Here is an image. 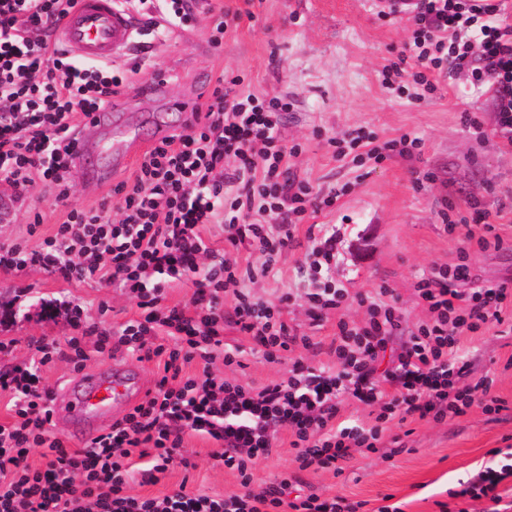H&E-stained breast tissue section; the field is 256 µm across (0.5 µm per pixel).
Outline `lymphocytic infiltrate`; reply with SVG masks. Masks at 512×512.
<instances>
[{
	"label": "lymphocytic infiltrate",
	"mask_w": 512,
	"mask_h": 512,
	"mask_svg": "<svg viewBox=\"0 0 512 512\" xmlns=\"http://www.w3.org/2000/svg\"><path fill=\"white\" fill-rule=\"evenodd\" d=\"M75 0H0V183L31 192L49 189L62 219L36 246L17 242L0 248V269L37 267L63 280L94 281L136 299L139 318L119 336L97 334V351L118 343L158 362L148 396L122 422L69 451L50 439L52 390L30 366L0 371V395L9 399L11 418L0 423V512H356L341 496L299 494L300 472L340 471L359 449L376 450L395 423L408 418L436 422L465 414L472 406L503 409L484 377L459 389L464 371L458 352L463 333L503 324L512 309V285L465 289L468 264L434 270L416 286L430 313L410 331L395 371L382 370L390 336L402 328L386 289L360 297L367 316L341 318L347 289L333 283L306 294L313 320L338 313L330 351L335 366L314 367L295 360L287 378L242 385L215 374L216 359L236 365L224 348V328L233 326L265 348L268 361L282 352L315 350L312 337L289 327L280 307L253 299L242 278L266 276L280 251L290 245L312 201V189L288 165L280 133L290 105L263 99L243 86L240 76L222 74L202 105L198 123L146 152L131 182L97 205L70 206V157L81 114L109 103L129 76L108 63L68 57L50 38L51 29ZM139 0L169 27H185L197 14L214 20L224 34L233 19L211 0ZM388 16L406 15L412 35L399 64L384 79L410 77L431 90L433 74L467 75L490 95L496 111L493 130L467 118L471 135H493L512 147V16L497 0H386ZM118 208L119 221L109 217ZM281 229L273 237L268 222ZM225 227L233 247L245 244L265 256L257 267L240 266L229 251L210 247L208 225ZM192 278L195 289L184 306L164 307V287L145 291L148 274ZM232 303H225V296ZM200 364L189 373L191 364ZM376 408L372 424L337 421L344 402ZM288 430L295 474L253 490L259 461L276 454L280 430ZM206 435L217 446L211 458L236 472L241 492L210 495L185 487L151 497L130 492L134 469L147 460L145 476L165 472L186 437ZM44 451L42 467H32L28 451ZM512 479V466L483 465L456 497L489 500L486 512H512L499 486Z\"/></svg>",
	"instance_id": "1"
}]
</instances>
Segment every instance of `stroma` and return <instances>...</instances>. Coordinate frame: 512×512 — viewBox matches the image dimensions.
I'll list each match as a JSON object with an SVG mask.
<instances>
[{
	"label": "stroma",
	"instance_id": "35a3bbf8",
	"mask_svg": "<svg viewBox=\"0 0 512 512\" xmlns=\"http://www.w3.org/2000/svg\"><path fill=\"white\" fill-rule=\"evenodd\" d=\"M378 10L376 0H262L253 16H241L228 28L222 46L211 44V19L201 14L185 29L142 31L116 66L139 69L121 94L124 117L132 124L148 112L176 121L169 99L190 94L223 71L241 75L255 93L293 97L294 106L281 123L284 144L300 147L289 160L292 172L320 194L334 188L341 192L313 217L335 232L336 257L323 275H313L307 234L298 230L274 272L245 281V288L274 303L288 289L304 293L326 281L353 296L385 286L393 289L413 326L430 317L415 288L434 269L454 268L463 259L471 268V287L512 280V149L497 138L479 141L468 132L464 115L478 117L489 128L495 109L490 97L471 90L465 77L435 78V91L420 101L415 86L384 83L382 72L408 41L410 27L403 19H380ZM359 130L379 146L403 136L418 139L419 146L413 155L380 161L355 153L336 157L330 139H348ZM474 198L506 245L473 246L462 256V237L449 235L443 218L471 217ZM37 214L43 219L41 233H51L60 211L53 196L40 188L32 191L16 223H0V247L27 239L28 224ZM68 307L83 309L86 324L113 334L139 316L135 300L110 286L67 282L36 267L0 270V342L9 347L0 353V371L30 361L42 337L62 346L78 337L90 353L87 368L100 369L118 358L154 382L155 361L124 347L112 354L95 352L93 337L69 323ZM284 317L321 342L320 351L304 352L306 361L332 363L328 346L336 314L313 321L307 305L295 300ZM224 342L242 362L238 368L216 362L215 372L226 379L258 385L287 376L290 359L267 362L252 337L228 327ZM460 347L468 365L463 384L489 376L491 392L505 402V410L487 412L475 405L464 416L442 422L408 419L405 434L386 442L384 454L355 453L339 475L330 470L305 474V493L347 497L360 503L359 512H377L388 498L403 512H459L463 507L484 512L485 502L466 504L454 492L481 465L512 464L506 453L512 448V332L491 325L464 334ZM214 446L205 436L186 438L183 461L170 465L155 483L133 484L132 494L160 496L183 482L211 494L239 491L236 473L210 458Z\"/></svg>",
	"mask_w": 512,
	"mask_h": 512
}]
</instances>
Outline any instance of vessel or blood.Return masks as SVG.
<instances>
[{
    "mask_svg": "<svg viewBox=\"0 0 512 512\" xmlns=\"http://www.w3.org/2000/svg\"><path fill=\"white\" fill-rule=\"evenodd\" d=\"M135 34L134 23L120 0H78L59 24L55 37L75 57L109 62L124 57L135 43ZM197 106L194 98L174 101L172 107L182 117L179 124L153 115L147 117L142 129L126 125L120 108H100L82 124L72 159L84 165L89 178L104 183L125 167L135 152L186 131ZM99 155L108 158L107 167L95 165ZM25 202L24 194L1 193L0 222L11 223ZM142 390L140 374L116 361L109 368L70 380L54 401L53 415L76 426L81 439L88 440L109 421L114 408L129 405Z\"/></svg>",
    "mask_w": 512,
    "mask_h": 512,
    "instance_id": "obj_1",
    "label": "vessel or blood"
}]
</instances>
